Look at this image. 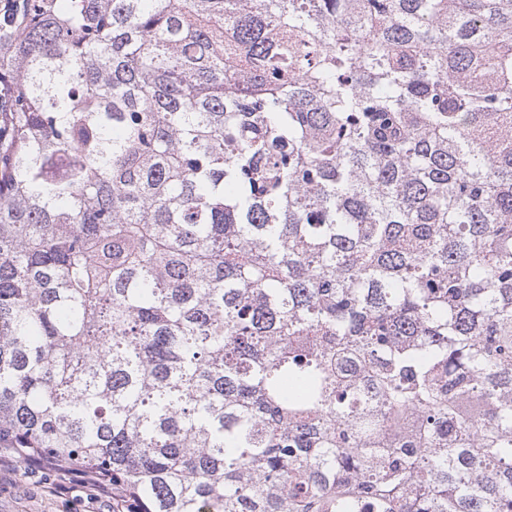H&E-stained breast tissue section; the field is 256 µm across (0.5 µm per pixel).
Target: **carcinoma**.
<instances>
[{
  "instance_id": "cac0c4a2",
  "label": "carcinoma",
  "mask_w": 512,
  "mask_h": 512,
  "mask_svg": "<svg viewBox=\"0 0 512 512\" xmlns=\"http://www.w3.org/2000/svg\"><path fill=\"white\" fill-rule=\"evenodd\" d=\"M0 444L132 512H512V0H25Z\"/></svg>"
}]
</instances>
